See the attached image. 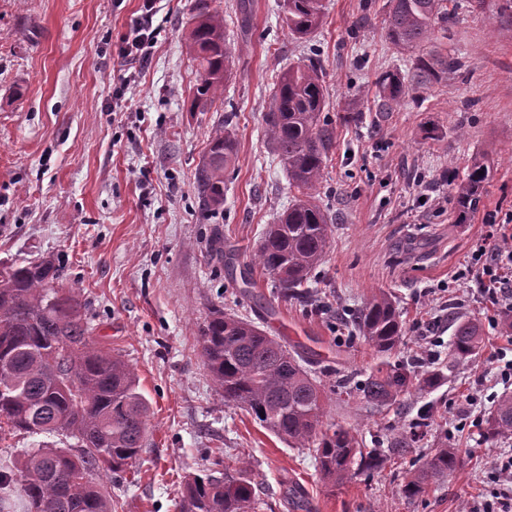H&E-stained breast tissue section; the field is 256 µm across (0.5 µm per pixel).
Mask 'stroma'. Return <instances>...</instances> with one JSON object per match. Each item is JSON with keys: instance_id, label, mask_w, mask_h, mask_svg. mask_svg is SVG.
<instances>
[{"instance_id": "stroma-1", "label": "stroma", "mask_w": 512, "mask_h": 512, "mask_svg": "<svg viewBox=\"0 0 512 512\" xmlns=\"http://www.w3.org/2000/svg\"><path fill=\"white\" fill-rule=\"evenodd\" d=\"M237 3L215 0L231 77L218 111L198 112L190 108L195 72L184 44L188 0H156V44L128 81L118 36L139 0H0V267L52 259L59 268L53 286L80 302L92 343L139 378L148 432L132 468L99 478L112 489V512H178L185 476L219 458L250 464L258 512H296L288 497L294 488L309 512H460L495 488L494 461L512 454V434L487 443L480 433L506 389L494 351L512 338L478 282L457 278L485 237L487 215L512 216V18L467 17L447 40L463 69L400 111L376 112V75L411 64L383 37L387 0H323L325 23L306 40L289 36L282 0H252L249 28L240 32ZM314 50L337 132L322 187L336 223L311 274L320 298L303 304L281 301L275 277L254 255L294 196L263 122L271 78ZM354 102L365 110L359 125L344 120ZM228 112L237 155L224 173V206L210 214L195 173ZM478 153L493 170L478 210L457 224L443 175L465 171ZM421 182L440 205L419 204ZM218 240L234 252L236 268H251L249 293L215 254ZM381 290L392 294L406 328L386 358L339 319ZM215 307L266 331L286 324L285 342L327 383L366 379L384 359H414L421 371L447 365L455 310L478 318L485 339L478 360L457 365L437 388L385 407L329 400L324 427L357 428L365 447L419 432L409 453L334 488L308 449L225 404L197 342ZM425 321L432 325L426 341L418 330ZM471 395L479 403L473 411ZM444 443L456 449L460 467L405 499V477Z\"/></svg>"}]
</instances>
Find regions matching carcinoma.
I'll return each mask as SVG.
<instances>
[{
    "label": "carcinoma",
    "instance_id": "carcinoma-1",
    "mask_svg": "<svg viewBox=\"0 0 512 512\" xmlns=\"http://www.w3.org/2000/svg\"><path fill=\"white\" fill-rule=\"evenodd\" d=\"M488 0H388L383 37L412 54L407 72L385 71L375 80V111L394 112L406 98L462 69L438 38L463 14H482ZM288 34L307 38L323 25L322 0H283ZM186 34L195 67L191 107L209 111L224 94L232 52L224 43V15L214 0H190ZM428 45L430 49L419 52ZM326 105L324 70L311 57L279 71L264 113L265 131L297 192L288 209L270 225L257 261L277 277L284 300L309 297L310 275L330 246L336 217L324 204V170L336 148V127L322 117ZM234 114L220 120L196 171V190L205 209L224 206V171L236 149ZM490 162L475 155L462 175L450 174L455 223L464 224L479 207L490 177ZM0 424L8 430L63 432L77 448H39L0 459V512H112V495L94 476L125 472L139 458L147 431L149 404L134 371L124 360L90 342L81 305L52 287L59 276L49 260L0 270ZM449 343L456 364L473 361L483 341L475 318L456 316ZM352 326L380 354L400 343L404 327L395 301L373 294L356 312ZM204 364L224 402L244 409L263 428L300 448H312L324 478L333 486L377 467L379 448H363L355 432L321 429L328 393L358 396L385 406L415 387L432 389L446 375L437 368L422 374L405 364H381L364 381L339 379L327 387L300 364L280 339L251 322L217 309L201 329ZM512 434V394L490 412L482 432L489 441ZM418 435L394 437L388 447L400 455ZM459 467L455 449L441 444L424 467L402 485L405 498L426 491L428 482ZM252 470L245 463L214 469L184 480L178 512H256Z\"/></svg>",
    "mask_w": 512,
    "mask_h": 512
}]
</instances>
